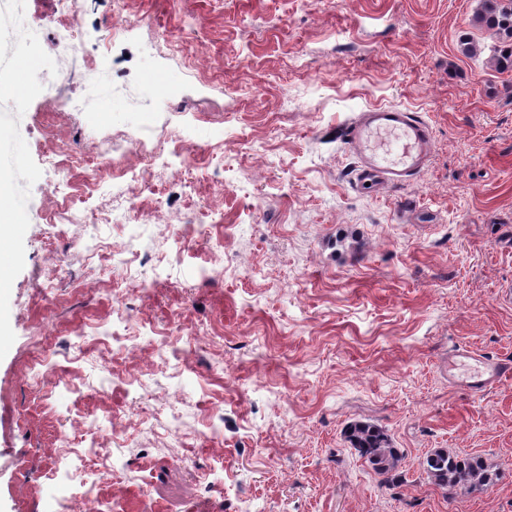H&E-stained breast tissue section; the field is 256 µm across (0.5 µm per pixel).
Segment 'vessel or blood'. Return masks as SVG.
I'll return each instance as SVG.
<instances>
[{"label": "vessel or blood", "instance_id": "vessel-or-blood-1", "mask_svg": "<svg viewBox=\"0 0 512 512\" xmlns=\"http://www.w3.org/2000/svg\"><path fill=\"white\" fill-rule=\"evenodd\" d=\"M341 137L357 160L353 181L361 191L402 185L425 167L433 146L425 120L416 113L391 107L359 113L345 124ZM509 375L511 364L488 359L470 348L456 350L448 358L449 383L474 394Z\"/></svg>", "mask_w": 512, "mask_h": 512}]
</instances>
